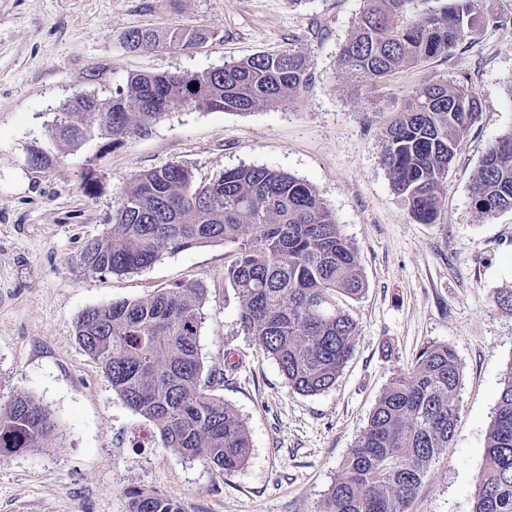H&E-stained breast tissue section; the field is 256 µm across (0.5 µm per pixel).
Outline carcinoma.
Here are the masks:
<instances>
[{
	"label": "carcinoma",
	"instance_id": "1",
	"mask_svg": "<svg viewBox=\"0 0 512 512\" xmlns=\"http://www.w3.org/2000/svg\"><path fill=\"white\" fill-rule=\"evenodd\" d=\"M364 0L358 25L340 50L342 72L383 84L396 71L452 56L483 21V0ZM198 38L172 29L171 47ZM132 51L159 45L150 29L123 39ZM308 81L301 54L284 50L224 63L202 73L136 74L109 99L77 94L66 101L53 136L78 148L141 136L173 108L247 112L285 104ZM198 83L194 90L190 84ZM467 86L432 83L413 90L386 130L383 164L396 193L421 224L445 213L441 185L477 119L462 107ZM100 116L92 127L90 114ZM476 210H512V131L486 151L470 183ZM233 246L224 284L238 298L239 325L303 395L335 384L354 353L357 323L346 300L367 281L357 252L312 186L267 167L227 169L195 185L183 165L145 171L124 187L112 224L85 247L91 273L125 275L174 254L213 243ZM207 288L178 283L155 295L88 308L76 320L79 346L97 362L112 390L153 424L165 445L231 473L250 452L246 423L211 393L224 374L202 381L199 336ZM461 367L454 348L424 347L393 376L367 425L325 493L322 512H408L429 467L448 453L460 415ZM49 412L27 397L0 405V457L41 448L54 436ZM472 512H512V367L504 377L476 478ZM129 512H181L177 502L128 491Z\"/></svg>",
	"mask_w": 512,
	"mask_h": 512
}]
</instances>
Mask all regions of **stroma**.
Masks as SVG:
<instances>
[{
	"label": "stroma",
	"instance_id": "stroma-1",
	"mask_svg": "<svg viewBox=\"0 0 512 512\" xmlns=\"http://www.w3.org/2000/svg\"><path fill=\"white\" fill-rule=\"evenodd\" d=\"M362 8L363 0H0V404L33 398L56 424L47 447L0 460V512H128L132 488L167 495L182 512H321L378 396L430 344L457 353L460 418L409 512H472L512 365V313L492 299L512 286V210L478 213L469 185L487 148L512 131V0H485L464 49L378 88L337 65ZM134 28H188L201 38L131 53L123 37ZM285 49L305 55L311 73L288 105L177 107L117 146L96 139L76 149L53 137L75 94L106 99L132 74L202 72ZM428 83L472 86L481 106L449 166L435 224L411 217L381 162L388 125ZM33 147L50 155L49 166H29ZM168 164L198 182L242 165L283 171L334 213L368 288L349 304L355 351L330 390L292 391L241 330L238 299L224 285L230 246L166 254L123 276L85 270L83 249L106 231L125 185ZM89 170L98 179L90 194L81 187ZM186 281L207 289L203 370L223 373L213 393L249 429V458L232 473L167 448L76 341L84 310Z\"/></svg>",
	"mask_w": 512,
	"mask_h": 512
}]
</instances>
